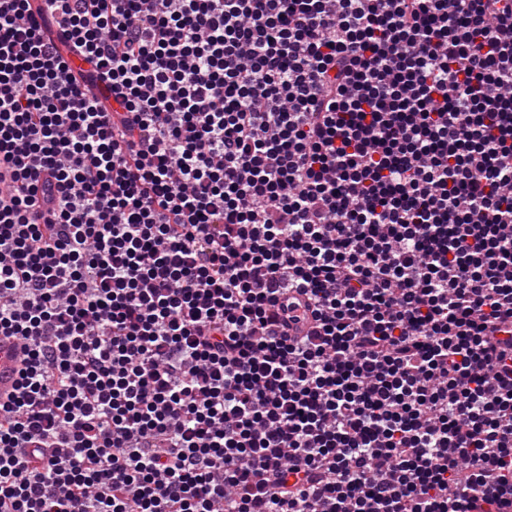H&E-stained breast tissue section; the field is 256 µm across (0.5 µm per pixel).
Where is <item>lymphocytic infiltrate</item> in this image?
I'll return each mask as SVG.
<instances>
[{"label": "lymphocytic infiltrate", "mask_w": 512, "mask_h": 512, "mask_svg": "<svg viewBox=\"0 0 512 512\" xmlns=\"http://www.w3.org/2000/svg\"><path fill=\"white\" fill-rule=\"evenodd\" d=\"M0 335V512H512V0H0ZM25 359L26 353L16 339L0 336V402L8 400L17 387Z\"/></svg>", "instance_id": "lymphocytic-infiltrate-1"}]
</instances>
